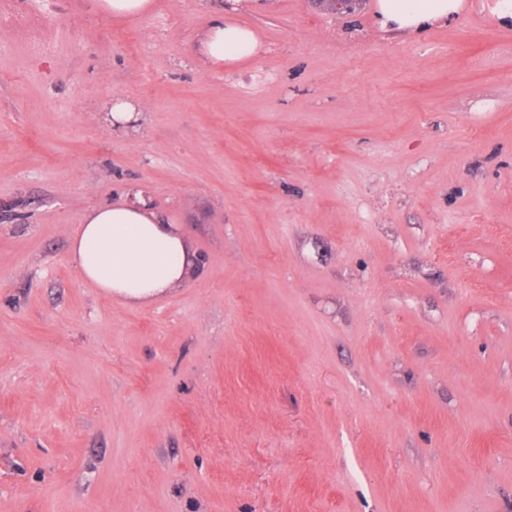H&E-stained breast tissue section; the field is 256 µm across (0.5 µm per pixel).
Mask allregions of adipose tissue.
Segmentation results:
<instances>
[{
	"mask_svg": "<svg viewBox=\"0 0 512 512\" xmlns=\"http://www.w3.org/2000/svg\"><path fill=\"white\" fill-rule=\"evenodd\" d=\"M460 0H377L380 23L419 30L453 19ZM259 44L254 30L215 17L197 42L198 53L216 65L251 57ZM72 259L86 283L131 302L156 298L181 281L193 263L175 225L141 201L91 209L71 244Z\"/></svg>",
	"mask_w": 512,
	"mask_h": 512,
	"instance_id": "1",
	"label": "adipose tissue"
}]
</instances>
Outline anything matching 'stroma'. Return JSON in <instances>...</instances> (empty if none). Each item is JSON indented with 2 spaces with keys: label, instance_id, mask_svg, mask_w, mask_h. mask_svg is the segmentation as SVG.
<instances>
[{
  "label": "stroma",
  "instance_id": "obj_1",
  "mask_svg": "<svg viewBox=\"0 0 512 512\" xmlns=\"http://www.w3.org/2000/svg\"><path fill=\"white\" fill-rule=\"evenodd\" d=\"M504 5L6 0L0 512H512ZM219 12L260 46L217 70ZM136 198L195 263L134 304L69 245ZM100 6L117 18L138 17L152 11L153 0H102ZM461 8L459 0H378L377 10L384 27L419 30L454 19ZM140 112H137L136 108L122 100H117L109 112V117L113 120V124L126 125L134 127L139 122Z\"/></svg>",
  "mask_w": 512,
  "mask_h": 512
}]
</instances>
